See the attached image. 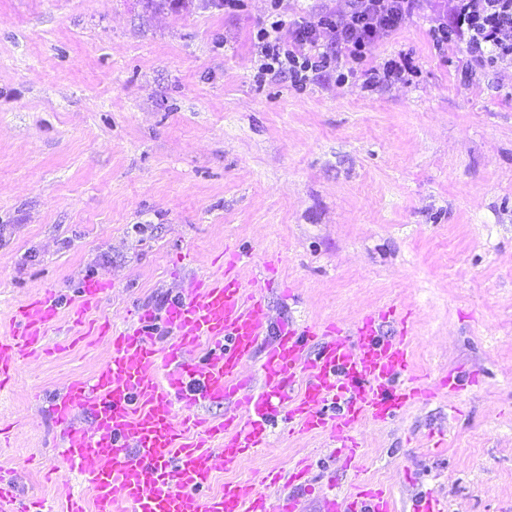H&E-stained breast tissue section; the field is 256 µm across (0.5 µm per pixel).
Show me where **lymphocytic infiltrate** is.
<instances>
[{
  "instance_id": "obj_1",
  "label": "lymphocytic infiltrate",
  "mask_w": 512,
  "mask_h": 512,
  "mask_svg": "<svg viewBox=\"0 0 512 512\" xmlns=\"http://www.w3.org/2000/svg\"><path fill=\"white\" fill-rule=\"evenodd\" d=\"M451 21L430 30L436 46L462 38L476 62L495 65L512 60V0H449ZM419 0H346L343 10L317 21L300 20L285 31L282 0H270L268 19L255 34L259 64L255 78L291 75L306 82L309 74L342 72L359 62L368 45L387 39Z\"/></svg>"
}]
</instances>
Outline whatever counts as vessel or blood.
Segmentation results:
<instances>
[{"mask_svg": "<svg viewBox=\"0 0 512 512\" xmlns=\"http://www.w3.org/2000/svg\"><path fill=\"white\" fill-rule=\"evenodd\" d=\"M251 254L233 250L221 274L191 283L162 316L140 314L135 326H89L110 336L112 353L89 379L72 381L52 397L47 413L63 430L60 457L86 475L95 512H297V501L256 485L226 483L209 493L213 445L226 468H238L265 448L270 426L282 419L289 434L321 432L342 442L347 459L359 445L353 433L365 420L385 423L436 387L411 369L408 336L413 311L391 304L350 325L285 323L269 337L264 299L273 261L250 282L238 276ZM108 284L87 281L69 311L73 325L86 324ZM52 289L18 306L9 331L0 333V388L20 359L42 351L59 322ZM171 341L158 347L156 325ZM262 359V391L243 378L242 366ZM230 403L223 420L190 413L197 401ZM93 418L92 428L77 420ZM25 501L13 478L0 476V512H43ZM325 512H393L390 496L361 487L325 500Z\"/></svg>", "mask_w": 512, "mask_h": 512, "instance_id": "vessel-or-blood-1", "label": "vessel or blood"}]
</instances>
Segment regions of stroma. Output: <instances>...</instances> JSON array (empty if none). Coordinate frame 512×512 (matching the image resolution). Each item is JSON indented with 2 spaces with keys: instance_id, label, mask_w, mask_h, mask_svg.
<instances>
[{
  "instance_id": "35a3bbf8",
  "label": "stroma",
  "mask_w": 512,
  "mask_h": 512,
  "mask_svg": "<svg viewBox=\"0 0 512 512\" xmlns=\"http://www.w3.org/2000/svg\"><path fill=\"white\" fill-rule=\"evenodd\" d=\"M447 2L422 0L347 82L300 88L254 78L268 0H0V333L47 288L69 305L110 281L90 316L121 330L221 273L226 247L255 254L245 282L276 257L273 318L347 325L407 305L415 372L463 385L362 422L348 467L329 435L272 430L239 469L216 461L210 492L304 458L300 512L360 483L394 512L429 492L446 512H512V62L435 49ZM390 59L410 71L375 82ZM48 341L0 392V471L46 504L88 501L44 405L112 346L65 315Z\"/></svg>"
}]
</instances>
